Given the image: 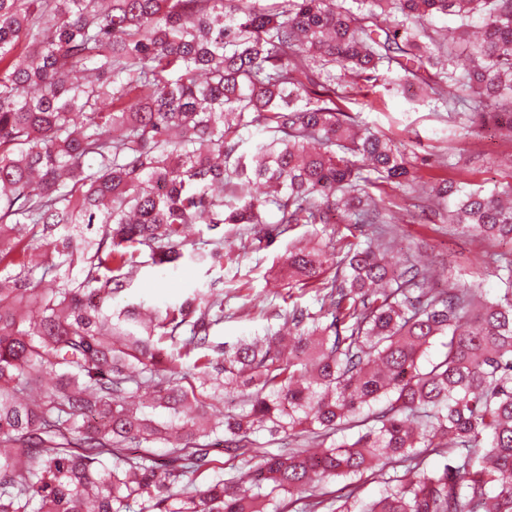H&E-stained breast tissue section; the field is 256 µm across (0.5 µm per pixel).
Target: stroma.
I'll return each mask as SVG.
<instances>
[{"instance_id":"stroma-1","label":"stroma","mask_w":512,"mask_h":512,"mask_svg":"<svg viewBox=\"0 0 512 512\" xmlns=\"http://www.w3.org/2000/svg\"><path fill=\"white\" fill-rule=\"evenodd\" d=\"M336 90L341 106L372 130L405 144L412 162L424 178L462 179L472 188L493 189L512 179V144L505 142L493 127L472 133L464 113L435 111L418 86L403 90L386 89L379 82H341ZM391 201L388 218L394 229L391 253L395 261L413 260L433 272L435 287L451 282L481 281L488 296L500 287L486 268L497 254L512 250L505 241H478L453 231L445 224L412 222L415 198L385 189ZM315 225L293 224L273 245L254 243L241 246L237 227L225 225L228 237L224 260L219 264L180 262L178 267H159L144 261L129 288L117 295L112 305L122 308L140 301L165 306L184 300L194 291L215 289L224 294V321L216 327L214 343H234L237 339L264 335L266 328L278 327L267 309L285 304L315 308L309 289L294 288L282 298L285 275L280 255L294 245H305L315 237Z\"/></svg>"}]
</instances>
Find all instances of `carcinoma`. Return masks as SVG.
<instances>
[{
  "instance_id": "obj_1",
  "label": "carcinoma",
  "mask_w": 512,
  "mask_h": 512,
  "mask_svg": "<svg viewBox=\"0 0 512 512\" xmlns=\"http://www.w3.org/2000/svg\"><path fill=\"white\" fill-rule=\"evenodd\" d=\"M345 3L0 0V512H512L511 257L489 299L378 239L295 246L287 277L319 309L225 348L219 293L111 310L144 247L219 263L226 224L269 245L336 213L379 225L371 187L512 241V182L424 179L332 87L429 67L447 112L512 139V0ZM437 15L458 20L445 40ZM250 127L268 137L246 155ZM193 224L217 237L186 249ZM220 445L250 486L206 478Z\"/></svg>"
}]
</instances>
